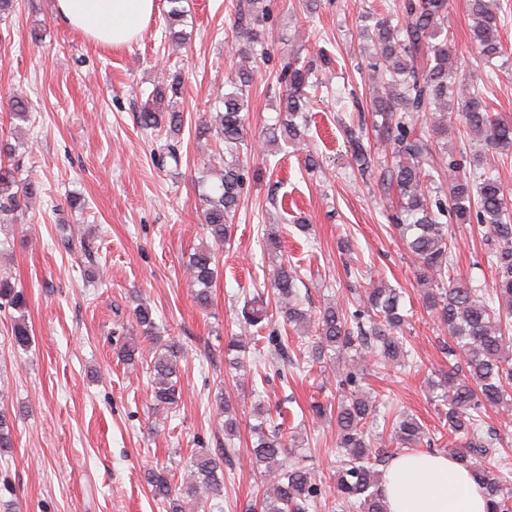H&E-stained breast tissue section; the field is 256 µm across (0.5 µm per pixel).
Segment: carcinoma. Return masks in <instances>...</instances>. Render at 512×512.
Segmentation results:
<instances>
[{
	"instance_id": "carcinoma-1",
	"label": "carcinoma",
	"mask_w": 512,
	"mask_h": 512,
	"mask_svg": "<svg viewBox=\"0 0 512 512\" xmlns=\"http://www.w3.org/2000/svg\"><path fill=\"white\" fill-rule=\"evenodd\" d=\"M264 0H246L244 18L260 22L267 15ZM171 9L165 16L166 29L174 41L183 39V31L175 27L183 21L180 0H169ZM470 43L485 62L509 56L508 46L500 35L495 0H469ZM366 18L374 24L360 33L366 42L364 54L371 82L379 87L373 99L375 126L386 133L392 143L393 168L389 185L397 190L400 214L398 227L416 266V282L426 305L437 311L439 320L448 327V354L463 358L464 366L454 365L448 373L431 385L439 391L438 401L445 408L448 433L461 441L458 459L483 486L489 499L490 512H512V467L509 456L499 454L489 467L484 461L503 447L502 437L485 430L482 415L512 399V199L506 195L498 179L467 168L464 159L448 151V144L436 154L435 140L448 133L446 121L452 115L462 120L466 129L501 151L512 150V120L491 115L482 94L461 92L456 49L443 34L448 28V0H396L391 17ZM317 72V62L294 58L285 68L281 81L284 118L268 128L267 142L294 143L304 138L297 122L307 107V88ZM232 91L219 97L215 125L204 122L197 136L207 134L224 144L228 153L237 150L244 138L246 113L249 112V87L252 74L240 68L228 77ZM181 79L174 76L168 86H158L140 112V124L146 130L164 132V140L154 152L155 162L180 164V147L176 138L182 127L177 111L161 112L168 96L179 94ZM9 115L28 121L27 102L20 98L8 101ZM358 171L365 173L371 165V154L360 137L348 130ZM448 178V201L433 198L428 183L434 177ZM246 171L237 159L224 163V173L203 194V223L212 244H203L192 253L188 269L191 282L197 286V304H210V289L217 275L216 247L230 237L229 220L236 210ZM39 185L28 181L17 183L12 173L0 169V212L14 213L21 208L20 197L32 198ZM453 217L459 224L476 223L489 230L491 248L488 254L497 266L494 284L485 293L457 281L452 275L453 255L451 231L445 222ZM297 271L279 263L271 279V292L278 314L287 325L304 324L310 328L307 349L312 362L331 352L341 356L353 354L362 359L370 355L372 364L386 368L406 362L405 326L401 314L402 295L397 289L380 284L365 291L351 314L334 302L313 313L301 307L296 282ZM0 300L19 313L14 320L12 336L19 346L30 341L25 321L28 301L23 289L0 279ZM134 314L145 339L155 345L150 357L132 344L123 345L122 361L132 367L145 365L150 381L152 402L157 409H175L182 399L180 376L184 359L183 346L157 335L152 308L142 303ZM243 324L258 334L274 321L263 294L246 301L241 310ZM247 345L235 336L226 346L231 356L228 366L240 367V356ZM362 369L349 368L341 377L345 389L336 408L337 447L339 452L333 490L326 491L305 464L307 455L293 438L284 437L280 425H267L269 412L256 405L259 423L253 427L255 442L250 449V465L263 479L270 481L262 499L250 512H388L379 491L382 471L379 462L391 459L383 447L382 437H372L367 420L375 412L373 401L361 390ZM224 413V436L227 445L213 453L199 448L192 454L190 473L175 482L169 469L148 472L147 482L153 496L166 512H188V506L224 497V458L237 449L232 439L238 425L232 417L231 404L219 398ZM14 423L0 410V451L12 447ZM427 437L424 427L410 415H398L391 423L390 441L409 451Z\"/></svg>"
}]
</instances>
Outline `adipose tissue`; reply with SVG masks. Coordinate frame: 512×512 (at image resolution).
I'll use <instances>...</instances> for the list:
<instances>
[{
	"label": "adipose tissue",
	"instance_id": "obj_1",
	"mask_svg": "<svg viewBox=\"0 0 512 512\" xmlns=\"http://www.w3.org/2000/svg\"><path fill=\"white\" fill-rule=\"evenodd\" d=\"M153 9L154 0H54L59 22L112 47L137 40ZM381 490L388 512H488L482 487L451 455H396L384 470Z\"/></svg>",
	"mask_w": 512,
	"mask_h": 512
}]
</instances>
